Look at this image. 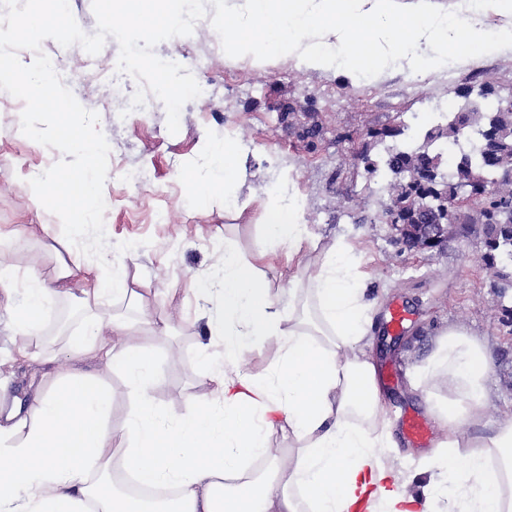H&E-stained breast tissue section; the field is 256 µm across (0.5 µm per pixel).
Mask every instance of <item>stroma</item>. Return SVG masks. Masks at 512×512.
<instances>
[{
	"label": "stroma",
	"instance_id": "obj_1",
	"mask_svg": "<svg viewBox=\"0 0 512 512\" xmlns=\"http://www.w3.org/2000/svg\"><path fill=\"white\" fill-rule=\"evenodd\" d=\"M45 49L59 51L77 81L69 89L87 110L98 115V128L111 151L103 194L109 201L104 222L106 259L122 267L129 289L152 305L156 318L167 320L172 338L156 351L165 362L164 381L154 397L163 413L183 409L188 395H205L201 384L202 350L208 338L206 323L216 302L195 293L197 278L221 273L225 239L234 240L244 254L264 241L253 211L225 209L215 198L196 207L184 204L185 190L178 172L199 166L209 143L234 135L243 146V166L236 191L261 204L284 176H291L305 198L303 219L329 245L343 239L360 257L370 275L369 295L383 303L376 318L372 350L377 369H392L394 378L383 383L400 460L398 484L420 495L428 491L431 473L425 455L402 433V412L425 414L423 391L409 382L411 370L434 348L439 335L451 326L464 327L488 342L494 366L488 383L493 420L512 418V263L504 265L505 278L491 275L485 261L487 247L481 225H469L441 249L406 250L394 240L382 220L385 195L380 182L368 178L359 157L362 147L378 155L373 134L385 127L422 117L423 128L434 125V113L456 111L461 91L488 83L500 94L512 90V49L421 76L401 68L383 74L345 78L332 71L314 70L296 59L281 57L263 64L225 56L219 35L209 19L196 22L193 32L155 45L158 56L179 58L193 69L198 84L209 86V97L188 101L180 113L177 133L167 128L162 102L139 116L128 112L136 79L122 75L118 88L88 75L92 65L111 70L119 57V44L107 38L97 55L81 46L59 47L53 39ZM206 60L197 71L194 59ZM314 104L321 131L314 149L299 139L302 113L281 120L278 103ZM54 148L22 134L17 101L0 91V247L9 251L20 272L39 264L43 276H52L54 253L69 266L90 265L63 235L60 219L34 202L32 175L63 160ZM147 175L138 187L126 182L127 171ZM30 231L13 237L16 225ZM402 304L407 318L400 331L387 328L389 310ZM22 342L15 335L9 309L0 307V383L8 398H26L32 369L9 361Z\"/></svg>",
	"mask_w": 512,
	"mask_h": 512
}]
</instances>
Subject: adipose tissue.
Masks as SVG:
<instances>
[{
  "label": "adipose tissue",
  "instance_id": "1",
  "mask_svg": "<svg viewBox=\"0 0 512 512\" xmlns=\"http://www.w3.org/2000/svg\"><path fill=\"white\" fill-rule=\"evenodd\" d=\"M464 4L456 19L432 0H224L216 26L225 55L257 64L288 54L351 76L396 65L417 75L512 47V0ZM492 14L500 24L489 25ZM241 154L233 136L213 144L200 167L179 175L188 200L220 196L225 206L247 208L250 198L233 191ZM303 204L294 188L262 203V248L247 256L225 241L220 278L194 280V290L219 303L207 323L218 349L204 354L211 395L190 399L186 412L166 417L155 402L165 368L153 345L171 329L147 302L135 317L91 314L82 330L65 334L67 356H96L106 371L58 369L50 385L32 382L29 402L0 407V512H512V421L488 420L492 353L462 327L443 332L411 375L448 385L429 400L448 427L447 439L422 459L436 479L420 496L397 487L377 369L362 348L375 303L353 248L340 239L321 246ZM283 246L298 273L278 289L266 267ZM74 281L91 311L128 293L120 269L108 280L67 265L51 281L34 272L19 278L0 250V298L26 289L13 309L24 339L18 357L54 362L40 341L47 306L71 295ZM111 334L123 345L109 344ZM261 342L279 353L265 378L239 369ZM112 372L123 375L130 407L119 427ZM276 433L286 451L274 448ZM257 458L267 469L248 474Z\"/></svg>",
  "mask_w": 512,
  "mask_h": 512
}]
</instances>
